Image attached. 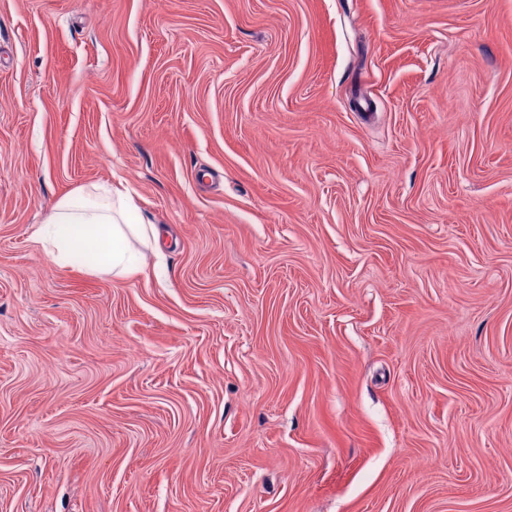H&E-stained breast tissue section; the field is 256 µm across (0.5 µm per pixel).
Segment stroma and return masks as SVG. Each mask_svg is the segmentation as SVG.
<instances>
[{
	"mask_svg": "<svg viewBox=\"0 0 512 512\" xmlns=\"http://www.w3.org/2000/svg\"><path fill=\"white\" fill-rule=\"evenodd\" d=\"M0 512H512V0H0ZM112 191L111 186L96 184L59 202L50 225L38 232L56 263L79 254L93 272L115 276L134 272L138 258L131 239L148 245L151 238L157 242V235L142 220L131 197L115 189V202Z\"/></svg>",
	"mask_w": 512,
	"mask_h": 512,
	"instance_id": "1",
	"label": "stroma"
}]
</instances>
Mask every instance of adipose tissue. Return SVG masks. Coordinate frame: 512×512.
<instances>
[{
    "label": "adipose tissue",
    "mask_w": 512,
    "mask_h": 512,
    "mask_svg": "<svg viewBox=\"0 0 512 512\" xmlns=\"http://www.w3.org/2000/svg\"><path fill=\"white\" fill-rule=\"evenodd\" d=\"M39 234L56 263L78 254L94 272L123 276L137 267L132 241L149 244L155 230L142 220L131 197L96 184L61 200Z\"/></svg>",
    "instance_id": "obj_1"
}]
</instances>
